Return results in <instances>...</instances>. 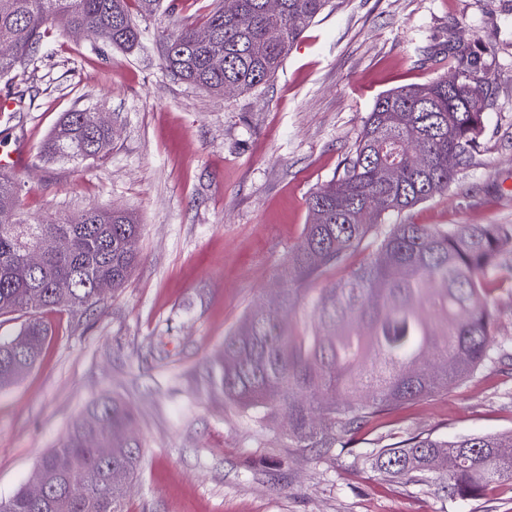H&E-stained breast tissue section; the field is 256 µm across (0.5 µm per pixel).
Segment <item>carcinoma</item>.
Masks as SVG:
<instances>
[{
	"label": "carcinoma",
	"instance_id": "obj_1",
	"mask_svg": "<svg viewBox=\"0 0 512 512\" xmlns=\"http://www.w3.org/2000/svg\"><path fill=\"white\" fill-rule=\"evenodd\" d=\"M329 0H223L208 14L201 42L193 29L157 28L163 68L212 93L251 91L266 84L291 45ZM160 0H0V79L11 80L42 47L51 30H81L109 47L139 43L133 13L154 16ZM451 73L376 98L355 150L342 169L307 200L310 222L288 256L273 308L252 307L224 338V360L204 379L230 404L261 421L288 420L291 448L346 449L362 425L388 410L474 376L493 359V284L512 280L503 254L512 224H390L388 220L444 193L479 151L488 98L486 60L448 43ZM92 113L67 112L40 148V158L88 161L112 148V130L95 127ZM20 181L0 172V317L24 321L0 336V390L17 383L39 360L49 327L42 314L82 315L98 307L100 280L123 288L139 263L142 225L111 206L31 224L19 208ZM375 198L376 210L367 202ZM68 248L32 270L26 251L48 237ZM363 259L323 288L309 285L356 253ZM66 283L63 290L59 284ZM311 305L309 322L285 326L280 313ZM22 338L30 350L14 347ZM133 407L115 397L91 400L37 469L47 497L29 500L22 488L0 500V512H123L128 484L141 464L131 432ZM110 448L102 458L97 448ZM509 436L456 440L413 435L400 448H381L374 468L386 477L419 482L448 472V491L482 497L491 484L512 490ZM79 489L72 496L68 487Z\"/></svg>",
	"mask_w": 512,
	"mask_h": 512
}]
</instances>
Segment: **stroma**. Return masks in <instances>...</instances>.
Segmentation results:
<instances>
[{
    "label": "stroma",
    "instance_id": "1",
    "mask_svg": "<svg viewBox=\"0 0 512 512\" xmlns=\"http://www.w3.org/2000/svg\"><path fill=\"white\" fill-rule=\"evenodd\" d=\"M160 21L115 50L56 33L0 96V147L15 151L20 207L40 223L94 205L132 211L141 260L124 288L81 319L46 314L37 366L0 391V497L26 486L92 399L136 412L141 469L124 512H512V490L449 495L442 474L388 479L380 448L414 434L512 433V285L495 293L494 360L473 378L391 410L351 448L289 447L284 420L260 422L207 388L205 360L261 302L309 222L306 199L355 148L382 92L447 75L423 51L455 40L489 64L480 151L448 192L402 213L412 224H512V0H331L259 89L213 94L166 75ZM110 113L111 153L46 162L64 113Z\"/></svg>",
    "mask_w": 512,
    "mask_h": 512
}]
</instances>
